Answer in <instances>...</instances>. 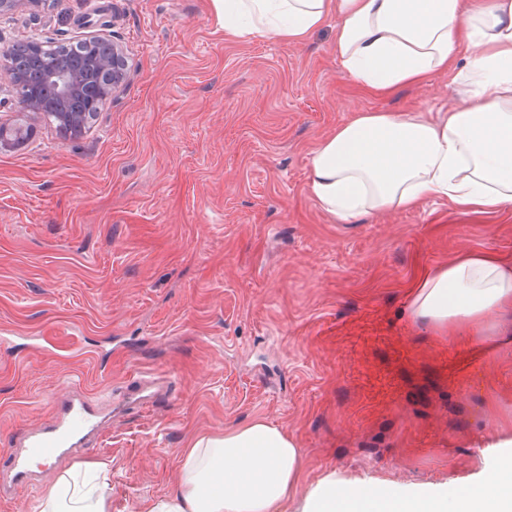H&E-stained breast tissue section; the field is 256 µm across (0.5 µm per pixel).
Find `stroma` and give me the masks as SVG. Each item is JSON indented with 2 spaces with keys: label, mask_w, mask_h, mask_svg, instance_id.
Masks as SVG:
<instances>
[{
  "label": "stroma",
  "mask_w": 512,
  "mask_h": 512,
  "mask_svg": "<svg viewBox=\"0 0 512 512\" xmlns=\"http://www.w3.org/2000/svg\"><path fill=\"white\" fill-rule=\"evenodd\" d=\"M127 54L120 94L77 137L44 118L0 151V440L54 417L71 384L106 417L112 512L173 489L194 439L263 419L335 472L487 483L512 433V343L449 346L402 314L422 269L512 256V209L430 199L336 223L307 185L317 143L360 112L461 108L452 74L379 97L349 81L335 20L304 42L225 37L210 0H46L0 16V51L81 42ZM166 392L128 402L129 381Z\"/></svg>",
  "instance_id": "stroma-1"
}]
</instances>
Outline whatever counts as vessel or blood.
<instances>
[{
    "instance_id": "vessel-or-blood-1",
    "label": "vessel or blood",
    "mask_w": 512,
    "mask_h": 512,
    "mask_svg": "<svg viewBox=\"0 0 512 512\" xmlns=\"http://www.w3.org/2000/svg\"><path fill=\"white\" fill-rule=\"evenodd\" d=\"M55 406L58 416L53 424L26 432L22 439L0 450V496L7 498L29 487L37 461L74 454L76 447L101 426L97 405L81 393H72Z\"/></svg>"
}]
</instances>
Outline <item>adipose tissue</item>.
I'll list each match as a JSON object with an SVG mask.
<instances>
[{"label": "adipose tissue", "mask_w": 512, "mask_h": 512, "mask_svg": "<svg viewBox=\"0 0 512 512\" xmlns=\"http://www.w3.org/2000/svg\"><path fill=\"white\" fill-rule=\"evenodd\" d=\"M217 23L237 39L296 43L336 21V55L355 83L387 94L453 70L470 46L469 103L438 117L369 111L337 127L311 152L308 186L338 223L371 211L448 199L481 214L512 207V0H212ZM410 319L440 336L494 347L499 317L512 313V257L468 251L424 270L408 289ZM497 475L469 491L396 483L340 485L328 473L296 488L299 449L255 419L192 442L180 479L146 512H512V440ZM105 461L71 468L48 484L36 512H110Z\"/></svg>", "instance_id": "adipose-tissue-1"}]
</instances>
